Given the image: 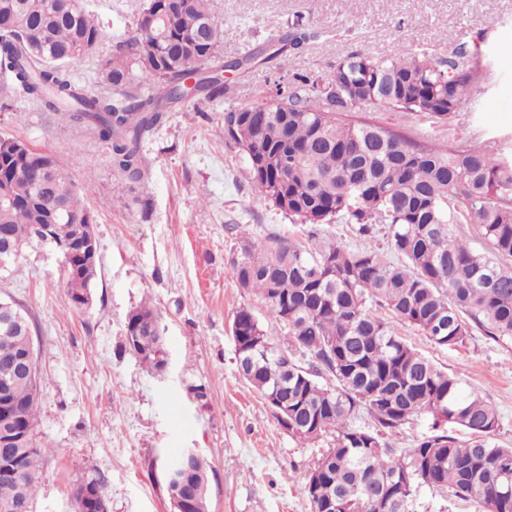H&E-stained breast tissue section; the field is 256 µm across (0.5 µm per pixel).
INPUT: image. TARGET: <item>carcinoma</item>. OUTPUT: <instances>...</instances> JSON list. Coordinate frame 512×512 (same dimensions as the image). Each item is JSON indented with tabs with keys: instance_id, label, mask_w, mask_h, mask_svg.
I'll return each instance as SVG.
<instances>
[{
	"instance_id": "1",
	"label": "carcinoma",
	"mask_w": 512,
	"mask_h": 512,
	"mask_svg": "<svg viewBox=\"0 0 512 512\" xmlns=\"http://www.w3.org/2000/svg\"><path fill=\"white\" fill-rule=\"evenodd\" d=\"M221 0H144L102 67L99 93L77 82L69 67L92 54L101 24L83 0H11L0 12V76L22 100L50 112L65 126L85 128L107 143L113 170L129 189L147 172L141 144L185 101L186 64L205 66L196 87L199 102L229 93L224 84ZM307 39L299 19L271 41L236 61L288 67L289 54ZM483 59L464 45L446 58L425 53L390 58L353 54L336 64L332 78L298 74L288 89L224 110V138L244 151L255 193L297 224L345 221L368 234L388 229V258L370 246L336 241L307 249L278 234L245 238L233 274L254 291L280 326L274 342L259 318L239 309L232 322L238 368L247 383L270 400H288V423L279 426L304 444L331 436V447L309 470L303 487L311 512H412L424 490L473 498L486 512H512V448L495 441L499 414L485 396L437 367L400 335L414 326L439 347L463 344L476 329L512 340V146L488 151L458 141L442 146L414 140L349 114L363 105L406 120L421 115L449 125L477 88ZM52 178L64 210L51 219L39 176ZM76 215L93 223L79 202L68 164L16 138L0 137V228L26 249L77 239ZM51 226L44 239L39 228ZM470 224L484 251L453 236L451 226ZM62 272L67 304H86L96 280ZM387 308L392 322L371 312ZM30 337L0 333V383L22 420L37 425L40 383L5 360L20 357ZM151 372H163L166 340L150 305L132 311L123 336ZM329 378L323 383L321 379ZM365 413L375 429L352 421ZM432 417L431 432L415 447L387 439L411 418ZM460 428L465 441L448 433ZM45 446H0V462L20 470L0 479V505L34 503ZM190 480L199 490L192 512H209V471L198 456Z\"/></svg>"
}]
</instances>
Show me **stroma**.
<instances>
[{"label":"stroma","mask_w":512,"mask_h":512,"mask_svg":"<svg viewBox=\"0 0 512 512\" xmlns=\"http://www.w3.org/2000/svg\"><path fill=\"white\" fill-rule=\"evenodd\" d=\"M143 2L84 0L102 25L95 52L72 66L87 85ZM299 15L309 38L287 69L226 71L224 98L201 112L189 102L172 113L145 143L148 177L133 190L113 171L106 143L0 84V136L70 162L100 254L91 304L79 311L67 305L61 259L50 248L27 249L14 272L0 278V297L14 299L31 319L42 376L36 438L48 450L35 512H71L74 486L91 479L102 482L108 512H171L164 471L188 448L210 467L209 512H309L306 474L330 441L303 446L278 425L240 375L231 334L236 312L248 307L269 336H281L264 302L233 275L239 242L272 233L303 242L308 227L255 195L245 154L224 141L228 105L251 104L297 74L331 78L337 62L357 52L444 58L462 44L480 49L489 67L451 126L418 115L403 121L392 112H370L367 120L414 139L452 137L490 150L512 136V57L495 51L512 41V0H223L225 61ZM316 230L347 247L389 250L380 225L367 237L343 222ZM145 303L166 328L169 366L160 374L123 347L127 317ZM401 333L496 406L497 439L512 446V341L477 330L465 345L441 348L418 328Z\"/></svg>","instance_id":"1"}]
</instances>
